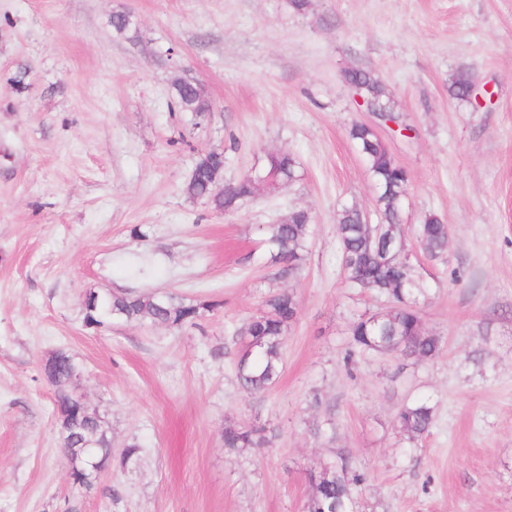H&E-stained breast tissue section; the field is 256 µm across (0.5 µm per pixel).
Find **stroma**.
Returning a JSON list of instances; mask_svg holds the SVG:
<instances>
[{
	"mask_svg": "<svg viewBox=\"0 0 512 512\" xmlns=\"http://www.w3.org/2000/svg\"><path fill=\"white\" fill-rule=\"evenodd\" d=\"M133 26L116 35L112 16ZM373 71L405 125L381 134L410 181L406 230L434 214L448 250L409 238L442 343L417 363L346 362L349 328L386 303L341 268L336 214L376 192L348 137L373 121L345 70ZM468 72L491 104L449 98ZM22 85H15L16 75ZM212 104L193 124L176 79ZM224 179L272 152L298 178L234 212L188 198L197 151ZM307 210L302 267L279 276L263 228ZM293 291L299 314L278 382L236 381L235 330ZM163 291L212 304L196 323L85 327L89 293ZM64 349L114 450L75 488L43 360ZM434 406L408 441L395 418ZM263 425L266 448H228V425ZM347 457L366 476L358 512H512V0H0V512H305L308 474ZM400 430L410 440H415L426 435L435 421L434 407L427 402L416 401L404 404L396 417Z\"/></svg>",
	"mask_w": 512,
	"mask_h": 512,
	"instance_id": "obj_1",
	"label": "stroma"
}]
</instances>
